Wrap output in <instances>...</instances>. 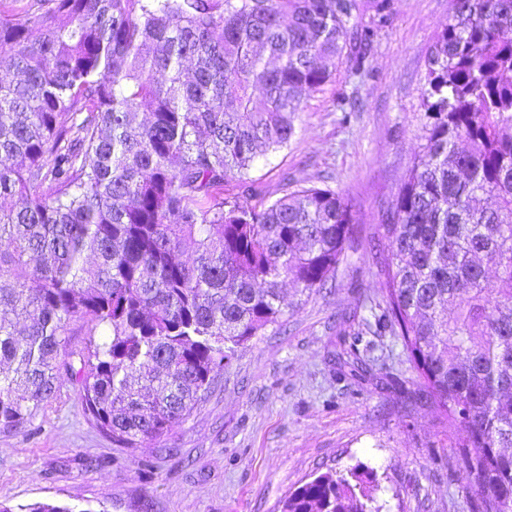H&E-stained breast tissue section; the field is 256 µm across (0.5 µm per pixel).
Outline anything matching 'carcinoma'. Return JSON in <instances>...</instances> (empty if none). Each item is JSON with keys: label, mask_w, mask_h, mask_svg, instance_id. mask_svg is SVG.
<instances>
[{"label": "carcinoma", "mask_w": 512, "mask_h": 512, "mask_svg": "<svg viewBox=\"0 0 512 512\" xmlns=\"http://www.w3.org/2000/svg\"><path fill=\"white\" fill-rule=\"evenodd\" d=\"M10 2L0 432L68 382L89 424L136 448L183 424L214 368L280 323L285 285L308 296L335 277L355 223L344 194L300 185L251 204L247 175L293 138L304 94L343 63L365 74L393 0ZM421 98L418 151L382 224L381 298L339 329L336 379H373L365 337H393L414 397L465 432L469 512H512V0H451ZM376 482L328 471L280 512H379Z\"/></svg>", "instance_id": "1"}]
</instances>
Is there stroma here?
<instances>
[{
    "label": "stroma",
    "mask_w": 512,
    "mask_h": 512,
    "mask_svg": "<svg viewBox=\"0 0 512 512\" xmlns=\"http://www.w3.org/2000/svg\"><path fill=\"white\" fill-rule=\"evenodd\" d=\"M449 9L450 0H394L367 73L338 65L331 83L305 96L288 146L250 174L264 199L289 183L346 194L357 221L335 280L216 369L211 394L163 442L118 447L73 397L22 431L0 432L1 502H58L72 512H280L305 482L359 465L377 475L381 512H468L466 474L451 465L463 431H444L433 405L387 386L412 378L400 344L377 339L369 384L333 374L337 324L367 316L380 295L382 215L419 143L426 50ZM345 97L358 104L347 121Z\"/></svg>",
    "instance_id": "obj_1"
}]
</instances>
